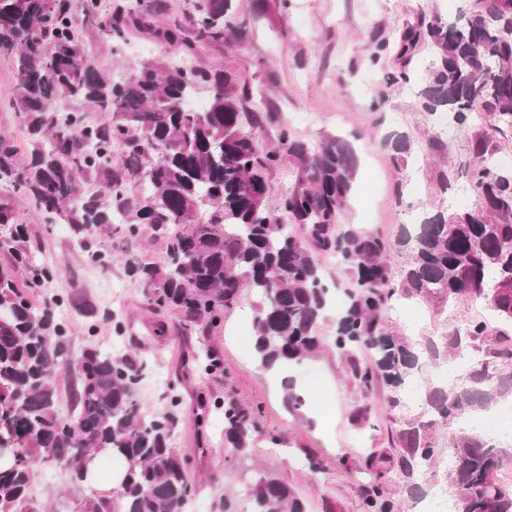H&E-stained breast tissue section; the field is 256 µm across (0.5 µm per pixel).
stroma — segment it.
<instances>
[{
	"instance_id": "1",
	"label": "stroma",
	"mask_w": 512,
	"mask_h": 512,
	"mask_svg": "<svg viewBox=\"0 0 512 512\" xmlns=\"http://www.w3.org/2000/svg\"><path fill=\"white\" fill-rule=\"evenodd\" d=\"M254 13L252 0H237V13L246 26L243 41L199 45L194 64L223 63L226 72L246 82L250 95L243 111L254 113L245 125L261 149L276 147L281 125H289L298 139L318 145L324 138L352 142L357 156L356 180H369L366 201L350 198L341 215L345 224L376 233L391 243L387 261L393 271L406 263L394 243L409 218L423 212L452 213L470 207L476 196L466 176L474 160L473 136L486 130V115H473L468 131H459L445 114H430L422 90L434 59L430 44L412 57V80L387 84L385 72L399 68L394 52L372 60L377 38L397 41L410 28L423 29L435 20H448L478 10V0H294L283 11L281 0H263ZM83 40L91 61L100 69L122 74L145 56L163 48L137 28H130L127 44L112 55L91 32ZM381 101L371 110L372 101ZM407 134L411 149L394 161L384 140ZM10 203L31 227L42 262L57 268L51 287L37 290L34 303L64 297L59 316L68 329L74 351L122 345L150 364L138 385L144 411L167 410L170 385H177L175 447L189 460L195 499L204 512H215L223 492H240L242 484L224 445V401L233 397L260 408L262 433L249 440L256 475L272 474L296 488L307 512H363L361 488L372 480L363 460L371 453L391 458L386 487L398 500L401 512H420L437 490L448 488L447 430L434 429L437 451L426 471L407 476L400 461L404 453L398 434L411 423L424 420L425 397L440 386L439 369L457 368L448 357L443 338L448 331L491 318L482 303L466 297L442 300L403 297L394 302L386 323L412 345L421 368L411 382L414 394H402L391 405L390 391L380 386L363 392L348 378L343 361L333 349L299 364L292 377L304 401L293 408L285 401L281 378L264 370L242 347L252 335L251 299H242L226 311L222 323L201 332L186 327L172 311L157 312L145 302L143 290L130 279L122 263L127 254L159 257L161 247L151 241L125 246L111 243L114 260L101 267L88 261L74 243L66 225L43 223L28 199L15 196ZM124 333H116L114 320ZM224 360L223 371L202 374L200 365L210 353ZM336 415L330 434H323L312 417L316 405ZM278 434L272 443L270 434ZM317 468H310L309 460ZM38 503L53 512H81L96 493L73 484L64 469L53 478L38 475L33 489Z\"/></svg>"
}]
</instances>
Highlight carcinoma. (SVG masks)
I'll return each mask as SVG.
<instances>
[{"label": "carcinoma", "mask_w": 512, "mask_h": 512, "mask_svg": "<svg viewBox=\"0 0 512 512\" xmlns=\"http://www.w3.org/2000/svg\"><path fill=\"white\" fill-rule=\"evenodd\" d=\"M236 0H193L188 26L154 24L151 0H0V56L14 64L9 99L24 126L29 152L17 159L12 140L0 137V190L28 198L45 224H68L94 264L112 262L107 242L136 244L148 236L162 261L131 258L127 275L156 310L177 312L187 326H215L243 293L257 298L253 319L256 360L267 370L290 369L329 345L343 357L363 392L378 382L392 388L390 402L417 367L419 356L385 325L398 294L466 296L512 322V169L487 158L491 135H478L469 180L477 201L447 217L425 213L395 247L407 254L392 275L388 246L340 216L353 192L356 154L345 139L312 147L280 128L278 145L263 152L243 131L248 88L234 85L222 67L190 63L200 43L242 38L230 17ZM512 0H482L479 13L408 29L400 53L427 36L436 63L422 91L425 108L448 112L465 131L476 112L493 116L492 131L512 128ZM146 30L178 60H141L119 78L88 59L79 30L95 31L115 50L130 27ZM201 109L186 105L200 89ZM298 176L280 193L278 209L266 199L271 173L283 157ZM179 224L189 233L174 231ZM0 252L13 268L0 270V512H37L35 469L53 463L83 481L95 451L110 450L127 465L119 498L99 499L89 512H190L195 487L185 458L174 448L178 399L171 410L143 411L136 385L143 364L134 354L110 355L94 347L74 354L52 297L39 306L26 289L46 288L57 269L37 257L28 225L0 201ZM336 260L347 278L334 334L322 336L332 288L319 257ZM485 321L444 337L457 357L493 335ZM373 352L371 363L357 359ZM76 384L68 413L59 410V376ZM465 381L427 396L434 419L399 432L414 475L435 454L432 429L489 408L504 387L489 362L470 361ZM260 411L224 402V440L236 463L249 461L247 441L260 430ZM448 485L454 512H512V488L496 477L503 452L478 435L451 439ZM375 474L364 512H400L382 482L386 458L371 457ZM248 512H307L302 496L268 475L245 490Z\"/></svg>", "instance_id": "cac0c4a2"}]
</instances>
